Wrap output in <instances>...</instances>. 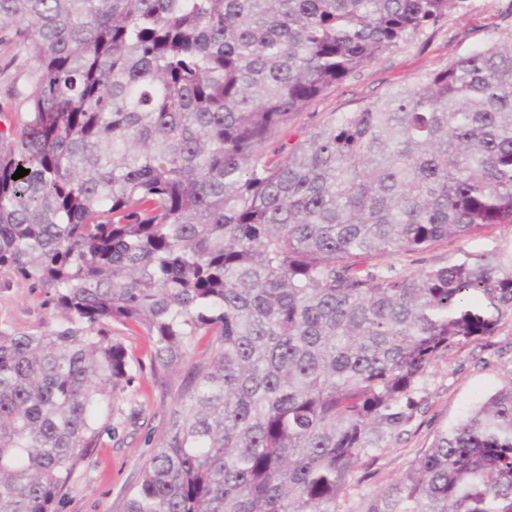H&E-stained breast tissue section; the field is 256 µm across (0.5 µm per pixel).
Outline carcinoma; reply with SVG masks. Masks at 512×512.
Wrapping results in <instances>:
<instances>
[{
    "instance_id": "obj_1",
    "label": "carcinoma",
    "mask_w": 512,
    "mask_h": 512,
    "mask_svg": "<svg viewBox=\"0 0 512 512\" xmlns=\"http://www.w3.org/2000/svg\"><path fill=\"white\" fill-rule=\"evenodd\" d=\"M467 0H0L30 52L0 129V273L63 322L0 326V512H55L138 371L207 359L123 512H512V377L341 510L419 381L512 316V260H367L512 224V31L274 154L329 87ZM29 173L12 179L18 167Z\"/></svg>"
}]
</instances>
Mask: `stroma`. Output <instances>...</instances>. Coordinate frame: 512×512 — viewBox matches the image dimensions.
<instances>
[{"mask_svg":"<svg viewBox=\"0 0 512 512\" xmlns=\"http://www.w3.org/2000/svg\"><path fill=\"white\" fill-rule=\"evenodd\" d=\"M466 14L450 13L437 27L426 30L411 43L381 55L359 74L329 88L322 97L280 129L277 143L293 146L317 126L340 112H351L388 89L418 75L453 63L473 50L490 44L495 29H512V0H467ZM27 52L10 41L0 42V113L13 116L22 108L32 76ZM512 254V224H498L460 241L454 238L435 244L420 254H389L371 258L378 268H393L411 275L430 268L458 263L466 256L491 251ZM20 333L56 327L52 310L42 306L27 283L10 274L0 275V324ZM130 357L143 369L127 388L112 414L102 415L115 427V435H103L90 452L56 512H122L124 494L140 474L167 428L169 413L190 377L188 368L155 374L148 361L153 348L146 333L134 326L113 325ZM512 374V318H501L494 331L458 345L436 360L421 380L415 394L420 408L399 439L378 453L371 463L372 478L352 483L343 507L354 505L364 494L400 477L436 435L451 426L471 406L500 386ZM141 415L129 423L131 408Z\"/></svg>","mask_w":512,"mask_h":512,"instance_id":"obj_1","label":"stroma"}]
</instances>
